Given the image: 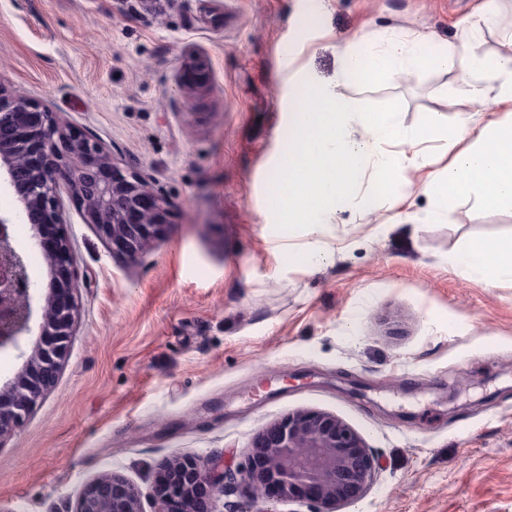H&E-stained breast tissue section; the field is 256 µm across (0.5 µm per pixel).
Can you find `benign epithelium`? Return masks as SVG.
<instances>
[{"mask_svg": "<svg viewBox=\"0 0 512 512\" xmlns=\"http://www.w3.org/2000/svg\"><path fill=\"white\" fill-rule=\"evenodd\" d=\"M0 170L23 205L36 246L46 226L57 241L49 258L55 286L41 295L14 242L20 212L0 213V352L22 360L0 389V444L27 424L65 363L79 311L78 264L63 228L69 217L61 188L71 193L83 223L90 225L115 256L129 261L165 231L169 205L135 172L111 159L102 143L64 127L39 101L12 93L0 81ZM39 317L38 336L28 338ZM374 456L341 420L303 412L274 422L253 443L240 481L267 501L299 500L335 512L361 498L377 471ZM227 474L196 455L162 462L155 480L153 512H217ZM207 486L206 502L195 490ZM75 512H143L138 489L117 473L90 481Z\"/></svg>", "mask_w": 512, "mask_h": 512, "instance_id": "benign-epithelium-1", "label": "benign epithelium"}]
</instances>
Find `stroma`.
Instances as JSON below:
<instances>
[{
	"mask_svg": "<svg viewBox=\"0 0 512 512\" xmlns=\"http://www.w3.org/2000/svg\"><path fill=\"white\" fill-rule=\"evenodd\" d=\"M479 0H0V80L39 100L170 203L136 262L113 256L76 203L66 231L83 277L70 353L27 426L0 447V512H74L84 486L121 474L150 512L160 462L205 455L231 474L292 413L350 426L375 479L338 512H512V283L457 274L473 239L512 235V212L458 199L438 221L408 173L406 199L365 178L316 269L289 262L272 184L288 167L301 88L393 112L407 129L445 109L449 129L505 112L460 102L457 73L423 66L375 82L339 75L430 34L492 57L507 24L472 32ZM205 82L180 85L187 55ZM219 512H312L226 484Z\"/></svg>",
	"mask_w": 512,
	"mask_h": 512,
	"instance_id": "stroma-1",
	"label": "stroma"
}]
</instances>
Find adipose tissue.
<instances>
[{
    "mask_svg": "<svg viewBox=\"0 0 512 512\" xmlns=\"http://www.w3.org/2000/svg\"><path fill=\"white\" fill-rule=\"evenodd\" d=\"M429 41L426 35L412 42L391 38L365 58L344 53L341 74L370 80L408 76L430 65L457 72L466 100L479 103L491 93L499 106L512 109V42L486 60L445 45L430 55L425 51ZM300 95L306 105L294 111L288 139V179L276 207L288 217L286 233L299 231L309 239L307 250L290 254V261L313 267L329 260L320 240L323 228L335 219L344 198L358 197L366 172L384 175L426 170L431 158L420 145L447 134L448 125L436 115L427 125L406 130L392 112H360L314 87L302 88ZM355 123L363 127V139H353L351 126ZM456 135L466 141V148L454 154L440 174H428L421 186L435 201L431 218L446 216L448 201L456 196L484 208L512 210V117L481 127L463 125ZM391 142L410 143L412 150H388ZM450 262L464 276L492 286L512 282V238L472 241L451 256Z\"/></svg>",
    "mask_w": 512,
    "mask_h": 512,
    "instance_id": "adipose-tissue-1",
    "label": "adipose tissue"
}]
</instances>
